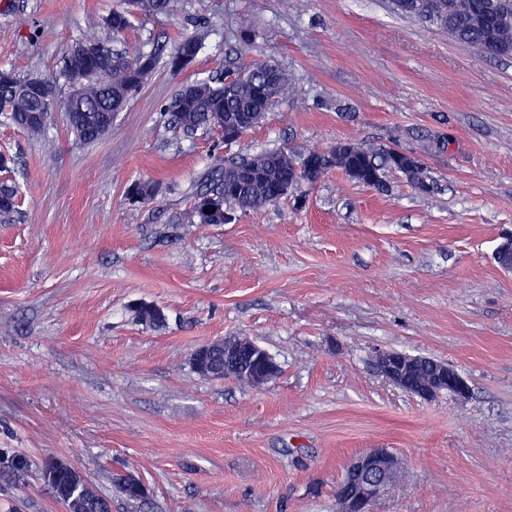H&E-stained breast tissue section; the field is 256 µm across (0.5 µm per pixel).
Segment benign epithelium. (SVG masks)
Masks as SVG:
<instances>
[{"label":"benign epithelium","mask_w":512,"mask_h":512,"mask_svg":"<svg viewBox=\"0 0 512 512\" xmlns=\"http://www.w3.org/2000/svg\"><path fill=\"white\" fill-rule=\"evenodd\" d=\"M244 341L250 343L252 359L256 362L254 368L244 370V378L249 385L260 388L277 374V366L265 349L247 336L219 338L213 343L224 345V356L228 357ZM374 363L385 380L424 400L447 392L463 399L469 395L467 382L445 361L377 349ZM401 469L400 459L386 448H372L356 456L348 471L360 475L362 480L340 489L336 498L337 512H371L374 501L401 477Z\"/></svg>","instance_id":"benign-epithelium-1"}]
</instances>
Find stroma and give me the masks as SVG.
Here are the masks:
<instances>
[{
    "mask_svg": "<svg viewBox=\"0 0 512 512\" xmlns=\"http://www.w3.org/2000/svg\"><path fill=\"white\" fill-rule=\"evenodd\" d=\"M119 0H0V67L53 78L33 139L0 117L18 212L0 224V512H63L44 477L62 459L112 512H336L348 462L368 448L404 473L373 512H512V58L389 11L385 0H183L138 17L128 53L203 46L179 75L158 68L111 130L80 146L60 105L73 38ZM298 92L233 144L162 114L182 84L237 60L236 32ZM446 137L444 150L431 143ZM341 141L420 154L430 185L398 173L381 194L332 171L229 224L188 221L217 159ZM159 185L130 205L127 187ZM160 309L141 323L135 308ZM247 336L280 368L263 388L208 379L197 345ZM448 362L466 400L387 383L376 349ZM131 474L149 492L130 501ZM158 185L152 180H137L126 190V199L131 204H147L155 200Z\"/></svg>",
    "mask_w": 512,
    "mask_h": 512,
    "instance_id": "obj_1",
    "label": "stroma"
}]
</instances>
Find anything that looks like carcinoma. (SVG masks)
Masks as SVG:
<instances>
[{
	"instance_id": "obj_1",
	"label": "carcinoma",
	"mask_w": 512,
	"mask_h": 512,
	"mask_svg": "<svg viewBox=\"0 0 512 512\" xmlns=\"http://www.w3.org/2000/svg\"><path fill=\"white\" fill-rule=\"evenodd\" d=\"M387 4L393 13L449 33L458 42L479 48L491 38L501 49V57H509L512 51V0H387ZM181 8L182 0H124V7L113 10L104 20L95 40H74L65 56L64 77L72 85L71 96L83 106V111L68 116L78 142L90 144L102 138L131 94L159 63L177 74L195 61L202 49V36L195 31L181 33L164 61L158 50L127 55L113 48L136 16L175 15ZM295 93V82L286 70L255 58L211 80L183 85L165 112L171 123L186 133L201 129L222 136L224 125L234 122L239 138L258 126L273 105ZM54 103V81L0 69V114L28 136L45 134L47 115ZM333 169L380 193L388 191L386 177L390 172L401 173L422 191L429 190L420 158L391 147L355 143L349 149L339 142L327 152L261 151L227 159L215 169L208 178L209 185L194 197L189 223L230 224L235 215L224 208L225 204L244 213L257 211L287 196L303 181L315 184ZM157 193L155 182L137 180L128 186L126 199L131 204H147ZM17 198L16 186L0 181L1 224L13 220ZM203 199L209 200L207 213L199 209ZM136 314L145 323L162 321V314L152 305H139ZM45 472L53 474L49 485L55 496L78 498L86 512H111L110 501L89 488L82 477L59 469L54 461L47 464ZM115 483L130 501L147 495L122 475Z\"/></svg>"
}]
</instances>
